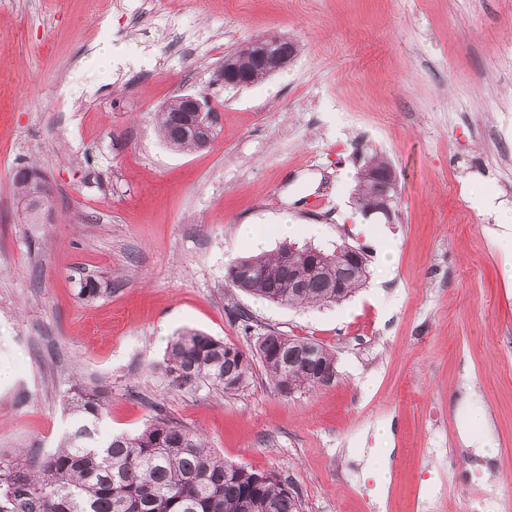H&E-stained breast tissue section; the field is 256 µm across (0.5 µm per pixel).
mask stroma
Masks as SVG:
<instances>
[{
    "label": "stroma",
    "instance_id": "35a3bbf8",
    "mask_svg": "<svg viewBox=\"0 0 512 512\" xmlns=\"http://www.w3.org/2000/svg\"><path fill=\"white\" fill-rule=\"evenodd\" d=\"M275 32L282 71L224 85V57ZM112 46L117 62H95ZM195 93L203 150L153 114ZM384 154L398 212L362 218L354 174ZM54 194L29 223L13 189ZM512 0H0V453L52 451L78 384L108 392L102 435L169 416L246 469L275 471L301 512H512ZM321 224L317 247L368 260L345 301L291 308L234 288L241 224ZM394 250L376 261L375 238ZM99 294L81 297L82 282ZM192 329L253 351L277 333L336 357L334 378L281 394L261 363L233 393L169 387ZM497 450L468 472L469 403ZM390 457L387 484L368 455ZM21 169H26L32 177L22 175L20 173ZM40 175L42 174L30 167L20 168L14 174V187L17 197L24 203V208L29 210L28 212H32L36 205L46 198L47 192L49 193L48 189H42L47 182Z\"/></svg>",
    "mask_w": 512,
    "mask_h": 512
}]
</instances>
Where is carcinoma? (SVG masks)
<instances>
[{"label":"carcinoma","mask_w":512,"mask_h":512,"mask_svg":"<svg viewBox=\"0 0 512 512\" xmlns=\"http://www.w3.org/2000/svg\"><path fill=\"white\" fill-rule=\"evenodd\" d=\"M172 98L156 113L164 142L177 150L203 148L192 131L190 114ZM14 174V187L31 222L46 198V180L27 168ZM343 245L328 252L296 292L288 282L308 259L304 245L288 254L281 246L270 254L242 258L229 271L233 287L269 302L289 306L336 304V280L346 293L362 286L367 265L343 257ZM256 353L274 386L287 396L317 385V371L336 372L335 356L322 345L291 336L258 338ZM163 373L170 386L205 385L235 392L253 376L251 360L239 350L205 333L186 330L170 344ZM74 425L44 456L0 455V512H300V501L276 472L258 473L224 460L190 428L157 416L132 436L100 437L98 424L106 408L104 392L79 389L67 396Z\"/></svg>","instance_id":"obj_1"}]
</instances>
